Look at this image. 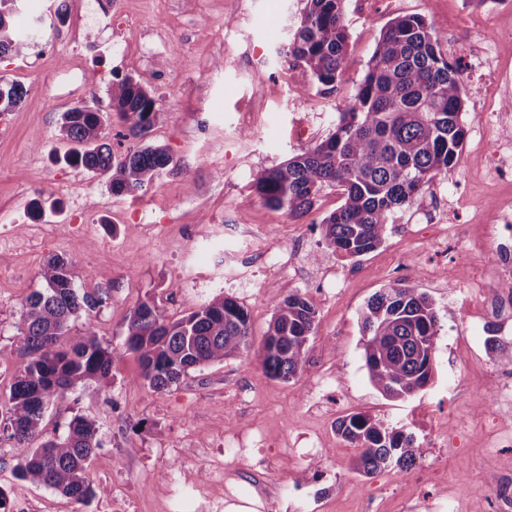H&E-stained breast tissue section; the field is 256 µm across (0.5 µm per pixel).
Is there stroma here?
<instances>
[{"instance_id": "obj_1", "label": "stroma", "mask_w": 512, "mask_h": 512, "mask_svg": "<svg viewBox=\"0 0 512 512\" xmlns=\"http://www.w3.org/2000/svg\"><path fill=\"white\" fill-rule=\"evenodd\" d=\"M100 18L73 47L58 0H25L16 18L44 16L43 44L0 59V77L24 90L0 114V225L13 244L0 266L15 277L0 284V428L4 404L24 359L15 322L41 289L39 273L54 255L73 263L75 283L107 293L105 303L71 323L93 328L112 346L105 383L78 385L51 404L42 440L65 434L73 416L95 422L98 448L88 473L93 497L79 502L21 479L12 443L0 438V491L9 512H168L170 478L184 512L223 499L242 480L224 458V439L246 426L258 461L249 486L271 512H300L284 496L302 484L318 512H501L498 483L512 479V406L493 402L498 375L512 372V342L489 349L462 292L481 285L489 264L491 218L512 203V0H345L347 66L324 93L288 52L306 0H93ZM424 17L441 50L461 73L467 130L462 158L396 210L381 245L350 259L328 247L321 222L341 203L326 188L293 219L263 204L254 180L332 133L364 78L383 28L394 18ZM494 26L487 38L477 30ZM131 77L149 87L160 116L145 138L126 136L120 121L106 131L114 153L144 144L164 147L179 169L137 195L112 192L107 177L66 164L59 134L63 112L108 103L109 85ZM79 211H72V204ZM89 225L86 236L73 234ZM448 224L463 238L437 247ZM242 287L224 285L227 275ZM410 282L439 316L434 374L413 398L389 400L371 384L360 313L378 288ZM300 292L316 312L311 363L290 381L263 374L255 352L197 367L167 390L139 379L123 345L127 319L152 299L175 321L216 296L235 300L260 343L279 303ZM360 412L402 427L421 448L408 470L365 477L336 424ZM448 427V445H428V418Z\"/></svg>"}]
</instances>
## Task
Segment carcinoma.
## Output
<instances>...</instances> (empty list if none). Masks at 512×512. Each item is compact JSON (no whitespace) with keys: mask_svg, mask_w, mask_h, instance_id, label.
Returning a JSON list of instances; mask_svg holds the SVG:
<instances>
[{"mask_svg":"<svg viewBox=\"0 0 512 512\" xmlns=\"http://www.w3.org/2000/svg\"><path fill=\"white\" fill-rule=\"evenodd\" d=\"M22 0H0V58L19 57L27 39L11 17ZM344 0H306L290 55L325 90L339 81L347 59ZM22 89L0 82V112L20 102ZM110 112L79 107L62 115L60 135L71 144L64 161L108 177L112 192L133 193L160 178L172 156L146 145L123 156L112 153L105 130L112 117L144 136L159 115L156 97L125 78L109 88ZM458 68L448 64L441 37L421 16L391 20L377 42L352 103L323 141L258 174L262 202L297 217L325 188L341 191L342 203L322 220L327 245L361 257L378 248L393 211L408 203L462 156L466 128ZM43 287L18 312L19 348L26 361L7 397L8 439L17 451L18 475L78 501L93 496L88 460L99 447L97 428L76 415L57 440L37 442L49 405L76 385L106 380L112 347L92 328L69 335L71 320L105 301L76 287L71 262L53 256L40 272ZM371 383L385 397L409 399L432 379L438 315L429 297L411 284L379 289L360 314ZM315 311L298 292L282 302L263 336V373L288 381L309 365L307 343ZM124 345L137 354L140 379L155 392L177 383L188 370L239 354L252 346L247 312L234 300L215 297L186 317L170 321L151 299L130 314ZM338 434L359 450L354 470L370 475L381 467L404 471L420 457L414 436L363 413L337 423Z\"/></svg>","mask_w":512,"mask_h":512,"instance_id":"obj_1","label":"carcinoma"}]
</instances>
